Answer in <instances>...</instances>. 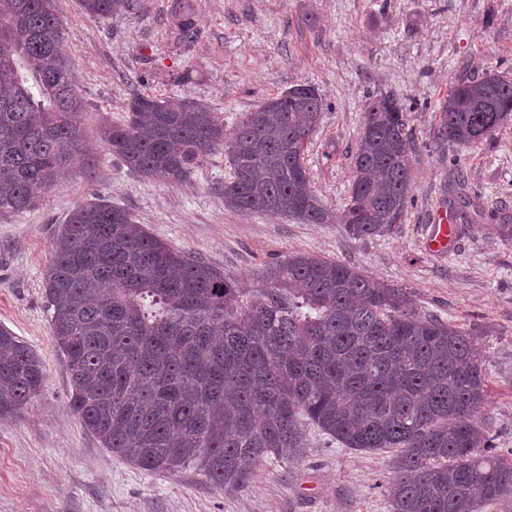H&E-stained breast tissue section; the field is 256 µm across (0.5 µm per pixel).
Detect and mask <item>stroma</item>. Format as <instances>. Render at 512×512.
<instances>
[{
	"label": "stroma",
	"mask_w": 512,
	"mask_h": 512,
	"mask_svg": "<svg viewBox=\"0 0 512 512\" xmlns=\"http://www.w3.org/2000/svg\"><path fill=\"white\" fill-rule=\"evenodd\" d=\"M69 35L87 132L86 160L70 167L36 209L0 213V326L46 366L41 394L0 418V512H392V453L364 452L303 426L302 456L264 461L250 488L227 493L196 467L143 470L82 426L67 394L70 371L50 332L45 279L53 242L74 206L103 198L154 237L253 285L270 262L304 253L407 289L419 313L482 329L489 401L475 420L501 454L512 451V239L493 214L512 213V125L480 144L437 146L432 132L450 86L485 72L512 77V0H139L104 18L55 0ZM191 31L180 40L175 10ZM298 84L318 88L322 121L307 147L313 187L341 209L352 180L365 105L395 93L410 108L412 199L385 235L358 240L340 224H302L224 205L223 152L189 181L131 172L99 137L126 116L133 93L195 99L233 133L248 112ZM465 180L481 209L447 251L430 252L437 212L456 214Z\"/></svg>",
	"instance_id": "obj_1"
}]
</instances>
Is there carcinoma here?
I'll return each mask as SVG.
<instances>
[{
	"instance_id": "1",
	"label": "carcinoma",
	"mask_w": 512,
	"mask_h": 512,
	"mask_svg": "<svg viewBox=\"0 0 512 512\" xmlns=\"http://www.w3.org/2000/svg\"><path fill=\"white\" fill-rule=\"evenodd\" d=\"M85 15L136 0H80ZM53 0H0V212L38 207L86 134ZM323 104L297 85L266 99L231 137L211 108L136 94L100 128L133 172L190 180L222 150L224 205L302 224L389 233L412 188L409 113L396 94L364 112L347 202L330 210L305 165ZM441 147L480 144L512 122V78L454 85L438 107ZM45 298L71 373L69 406L101 447L148 471L199 467L219 488L252 486L259 465L299 456L308 421L346 448L397 452L393 512H478L512 496V458L473 419L488 402L476 332L422 315L410 292L347 264L301 253L253 288L152 236L97 198L77 205L53 243ZM42 359L0 327V417L42 392Z\"/></svg>"
}]
</instances>
